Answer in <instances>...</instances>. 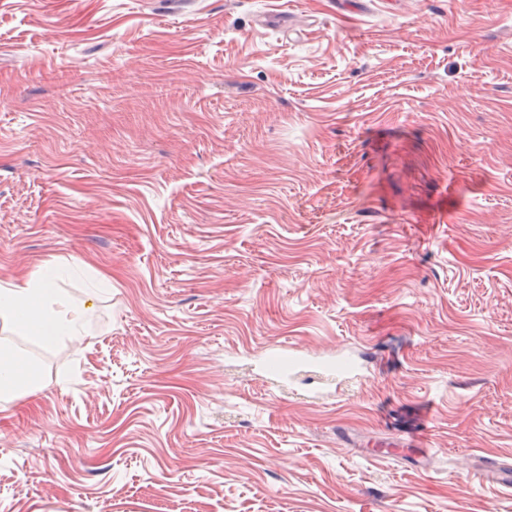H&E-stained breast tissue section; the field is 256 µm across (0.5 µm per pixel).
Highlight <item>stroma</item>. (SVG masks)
<instances>
[{"mask_svg":"<svg viewBox=\"0 0 512 512\" xmlns=\"http://www.w3.org/2000/svg\"><path fill=\"white\" fill-rule=\"evenodd\" d=\"M52 257L0 512H512V0H0V281ZM478 476L482 482L512 488V464L507 462H484L478 468Z\"/></svg>","mask_w":512,"mask_h":512,"instance_id":"stroma-1","label":"stroma"}]
</instances>
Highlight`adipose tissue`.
Segmentation results:
<instances>
[{"label": "adipose tissue", "instance_id": "ef3b65f1", "mask_svg": "<svg viewBox=\"0 0 512 512\" xmlns=\"http://www.w3.org/2000/svg\"><path fill=\"white\" fill-rule=\"evenodd\" d=\"M60 265L46 260L24 279L0 281V325L23 340L51 345L84 331L87 307L65 304L56 289ZM39 365L10 343L0 344V407L39 386Z\"/></svg>", "mask_w": 512, "mask_h": 512}]
</instances>
